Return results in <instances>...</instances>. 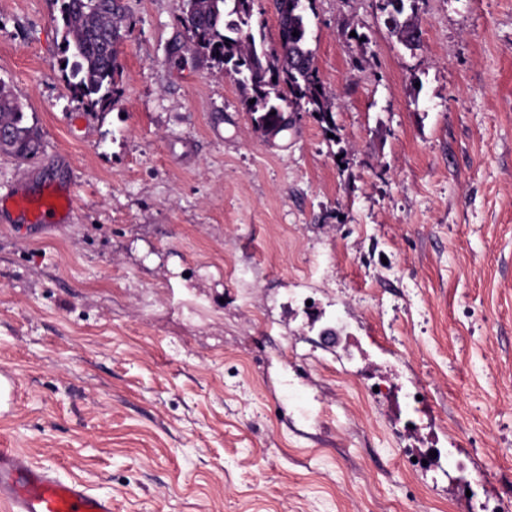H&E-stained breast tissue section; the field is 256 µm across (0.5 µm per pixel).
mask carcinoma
Returning <instances> with one entry per match:
<instances>
[{
	"mask_svg": "<svg viewBox=\"0 0 512 512\" xmlns=\"http://www.w3.org/2000/svg\"><path fill=\"white\" fill-rule=\"evenodd\" d=\"M256 0H177L178 22L195 52L233 77L245 111L258 130L278 135L292 127L293 114L308 112L334 131L333 95L308 48L307 10L313 0H272L282 37L266 45L263 24H254ZM59 49L67 87L88 109L105 111L118 99L122 66L118 46L126 19L123 0H54ZM415 0H377L390 33L407 49L419 45L407 10ZM0 124L11 129L10 154L29 159L40 152L36 127L26 123L19 100L0 86Z\"/></svg>",
	"mask_w": 512,
	"mask_h": 512,
	"instance_id": "carcinoma-1",
	"label": "carcinoma"
}]
</instances>
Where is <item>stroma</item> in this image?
I'll use <instances>...</instances> for the list:
<instances>
[{
    "label": "stroma",
    "instance_id": "35a3bbf8",
    "mask_svg": "<svg viewBox=\"0 0 512 512\" xmlns=\"http://www.w3.org/2000/svg\"><path fill=\"white\" fill-rule=\"evenodd\" d=\"M125 3L123 94L89 114L51 0H0V84L42 143L0 152V194L51 177L75 198L70 224L0 223V368L19 386L0 448L112 512L512 498V0H417L413 50L375 0H314L336 131L302 112L272 139L232 78L171 61L175 0ZM379 375L392 392L367 399ZM418 447L454 475L408 468Z\"/></svg>",
    "mask_w": 512,
    "mask_h": 512
}]
</instances>
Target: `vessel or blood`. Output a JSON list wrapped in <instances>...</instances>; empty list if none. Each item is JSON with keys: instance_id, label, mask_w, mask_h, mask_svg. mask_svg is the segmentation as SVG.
Masks as SVG:
<instances>
[{"instance_id": "vessel-or-blood-1", "label": "vessel or blood", "mask_w": 512, "mask_h": 512, "mask_svg": "<svg viewBox=\"0 0 512 512\" xmlns=\"http://www.w3.org/2000/svg\"><path fill=\"white\" fill-rule=\"evenodd\" d=\"M73 208L70 185L53 179L0 195V212H14L30 225L70 223ZM0 504L7 512H112L111 498L95 495L83 482L62 479L6 448L0 450Z\"/></svg>"}]
</instances>
